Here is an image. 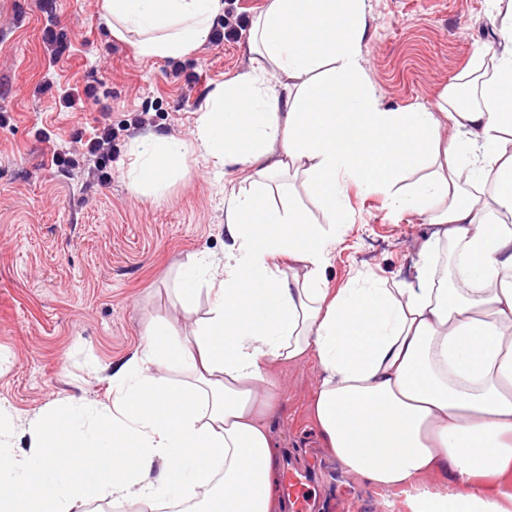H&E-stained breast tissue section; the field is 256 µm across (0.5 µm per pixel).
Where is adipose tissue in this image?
Instances as JSON below:
<instances>
[{
    "label": "adipose tissue",
    "instance_id": "1",
    "mask_svg": "<svg viewBox=\"0 0 512 512\" xmlns=\"http://www.w3.org/2000/svg\"><path fill=\"white\" fill-rule=\"evenodd\" d=\"M98 8L139 56L180 58L209 39L222 3ZM367 28L366 0H267L248 32V69L210 92L193 144L153 134L133 146L127 178L147 199L193 152L243 176L224 197L208 310L182 338L149 323L113 372L108 404L56 406L21 431L0 412V512H81L107 499L121 512H274L272 370L308 355L320 366L315 421L344 467L406 494L411 512H512V48L492 73L474 64L437 110L393 108L366 78ZM462 83L483 106L458 107ZM293 163L322 222L272 201ZM424 167L428 177L407 182ZM350 182L430 224L412 278L325 288ZM439 470L447 490L421 488Z\"/></svg>",
    "mask_w": 512,
    "mask_h": 512
}]
</instances>
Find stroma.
I'll use <instances>...</instances> for the list:
<instances>
[{"mask_svg":"<svg viewBox=\"0 0 512 512\" xmlns=\"http://www.w3.org/2000/svg\"><path fill=\"white\" fill-rule=\"evenodd\" d=\"M266 0H235L232 40L146 59L112 37L98 0H0V410L17 425L71 400L109 402L110 376L152 319L186 333L177 288L194 258L224 256V195L238 174L192 157L158 201L136 195L131 146L149 133L192 141L205 99L247 66ZM363 65L388 105L434 108L474 54L501 51L493 0H367ZM349 224L324 270L330 290L358 274L409 278L431 228L377 191L343 189ZM320 368H274L268 424L276 471L314 473L316 512H410L406 497L347 471L312 415Z\"/></svg>","mask_w":512,"mask_h":512,"instance_id":"obj_1","label":"stroma"}]
</instances>
